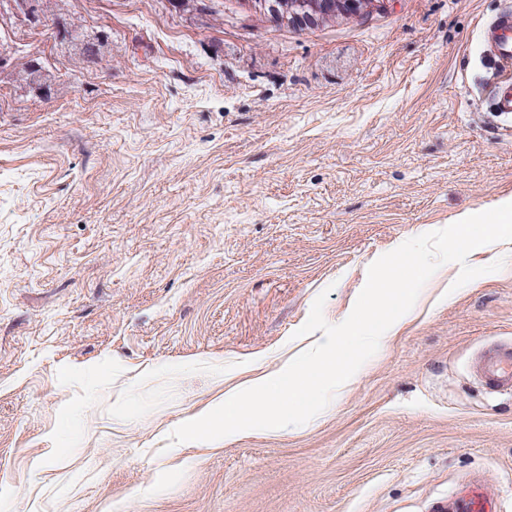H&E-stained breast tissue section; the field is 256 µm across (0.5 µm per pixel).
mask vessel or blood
<instances>
[{
    "instance_id": "1",
    "label": "vessel or blood",
    "mask_w": 512,
    "mask_h": 512,
    "mask_svg": "<svg viewBox=\"0 0 512 512\" xmlns=\"http://www.w3.org/2000/svg\"><path fill=\"white\" fill-rule=\"evenodd\" d=\"M487 50L498 78L493 90L494 112L512 117V10L500 12L489 26ZM474 372L488 394L512 392V341L488 344L474 364ZM445 512H498L492 494L479 483L449 498Z\"/></svg>"
}]
</instances>
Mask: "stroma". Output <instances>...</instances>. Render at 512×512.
<instances>
[{"mask_svg": "<svg viewBox=\"0 0 512 512\" xmlns=\"http://www.w3.org/2000/svg\"><path fill=\"white\" fill-rule=\"evenodd\" d=\"M102 61L20 31L56 79L0 83V512H512V274L421 304L312 424L169 444L351 313L424 226L512 197L482 32L512 0H379L284 25L254 0H52ZM474 372L490 394L512 392V341L488 344L474 363ZM439 512H501L493 507L492 494L479 483H472L464 491L450 497L448 504L439 505Z\"/></svg>", "mask_w": 512, "mask_h": 512, "instance_id": "35a3bbf8", "label": "stroma"}]
</instances>
